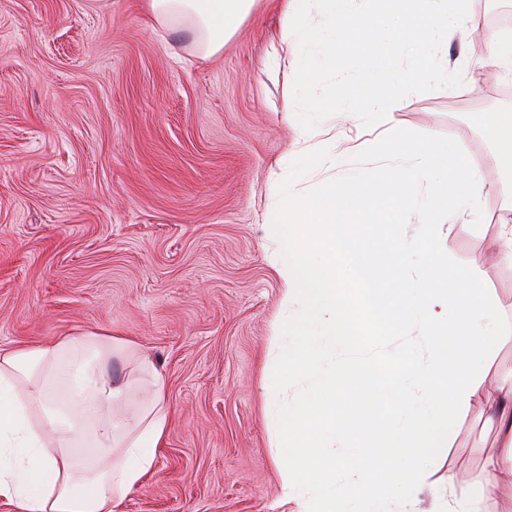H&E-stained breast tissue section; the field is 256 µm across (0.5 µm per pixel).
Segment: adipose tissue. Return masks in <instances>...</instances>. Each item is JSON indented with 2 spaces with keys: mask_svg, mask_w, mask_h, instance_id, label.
<instances>
[{
  "mask_svg": "<svg viewBox=\"0 0 512 512\" xmlns=\"http://www.w3.org/2000/svg\"><path fill=\"white\" fill-rule=\"evenodd\" d=\"M258 2L143 0L142 7L159 27L188 30L198 51L216 58ZM395 138L413 163L373 181L329 185L320 204L268 216L279 243L280 304L293 312L281 335V373L308 381L305 397L272 412L288 437L279 458L290 475L283 497L296 502L297 512H322L327 503L338 504V512H387L388 492L414 494L424 461L448 439L449 423L476 401L500 451L477 483L448 480L442 512H483L485 500L512 488V381L489 387L484 373L488 342L512 343V327L478 321L489 300L474 278L454 273L450 261L425 264L415 280L404 276L403 255L411 247L428 253L429 237L411 247L400 238L372 250L361 245L366 232L397 223L422 190V224L451 202L473 209L478 177L449 158L433 133ZM343 272L363 286L370 335L394 336L415 323L430 350L428 364L408 357L388 370L379 356L341 359L351 344L336 313ZM135 350L129 337L91 331L0 351V499L15 512H115L153 469L171 426L165 379L145 356L137 360L148 379L143 389L113 380L107 368L111 358ZM409 379L421 390L416 407L405 419L381 420L379 407ZM340 391L350 394V425L368 438L365 450L341 466L327 452L347 435L334 415ZM354 471L363 472L361 481H351Z\"/></svg>",
  "mask_w": 512,
  "mask_h": 512,
  "instance_id": "obj_1",
  "label": "adipose tissue"
}]
</instances>
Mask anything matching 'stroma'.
Returning <instances> with one entry per match:
<instances>
[{"mask_svg": "<svg viewBox=\"0 0 512 512\" xmlns=\"http://www.w3.org/2000/svg\"><path fill=\"white\" fill-rule=\"evenodd\" d=\"M283 17L261 0L216 59L162 31L139 0H0V350L103 330L134 338L167 381L169 434L153 471L117 512H294L283 502L287 442L271 406L308 388L281 367L283 280L266 212L320 201L333 181L374 175L397 157L389 137L337 121V160L298 151L304 130L283 109L268 62ZM497 28H460L444 68L463 89L406 97L391 129L430 131L483 187L476 212L434 227L473 275L497 321L512 325V264L490 249L512 202L491 130L512 123V70L488 51ZM480 267H473L474 258ZM480 404L458 417L413 500L435 512L448 475L472 482L496 452Z\"/></svg>", "mask_w": 512, "mask_h": 512, "instance_id": "stroma-1", "label": "stroma"}]
</instances>
